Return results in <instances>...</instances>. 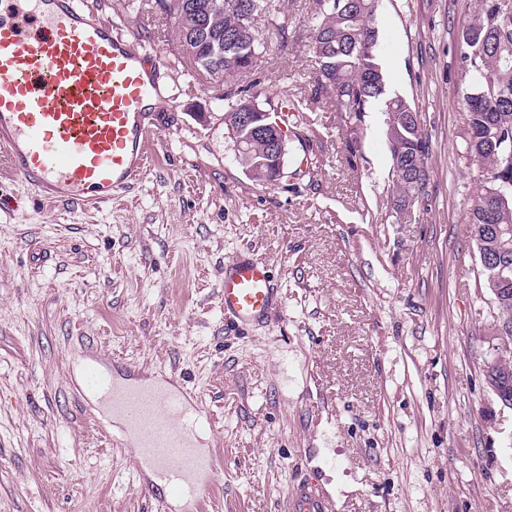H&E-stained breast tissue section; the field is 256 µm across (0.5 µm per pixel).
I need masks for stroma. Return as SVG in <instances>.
Instances as JSON below:
<instances>
[{"mask_svg":"<svg viewBox=\"0 0 512 512\" xmlns=\"http://www.w3.org/2000/svg\"><path fill=\"white\" fill-rule=\"evenodd\" d=\"M118 29L170 51L176 135L131 190L86 212L36 200L0 167V512H156L130 482L129 437L83 371L179 376L203 401L223 469L207 512H283L309 475L334 512H512V408L485 366L503 345L469 212L459 32L476 0H381L388 95L417 109L428 179L392 207L383 105L347 120L309 103L315 0H285L243 88L306 102L313 178L251 179L224 108L182 61L159 0H104ZM272 268L283 306L224 324L225 262Z\"/></svg>","mask_w":512,"mask_h":512,"instance_id":"35a3bbf8","label":"stroma"}]
</instances>
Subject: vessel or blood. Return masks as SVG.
<instances>
[{
    "label": "vessel or blood",
    "mask_w": 512,
    "mask_h": 512,
    "mask_svg": "<svg viewBox=\"0 0 512 512\" xmlns=\"http://www.w3.org/2000/svg\"><path fill=\"white\" fill-rule=\"evenodd\" d=\"M167 56L117 31L96 0H0V161L41 201L98 208L146 173L149 147L172 129L153 114L165 101ZM224 320L261 321L280 299L268 263L236 256L224 267ZM86 388L103 394L135 453L133 474L161 512H203L220 471L202 448L195 394L176 375L122 383L88 364ZM285 512H333L307 480Z\"/></svg>",
    "instance_id": "1"
}]
</instances>
